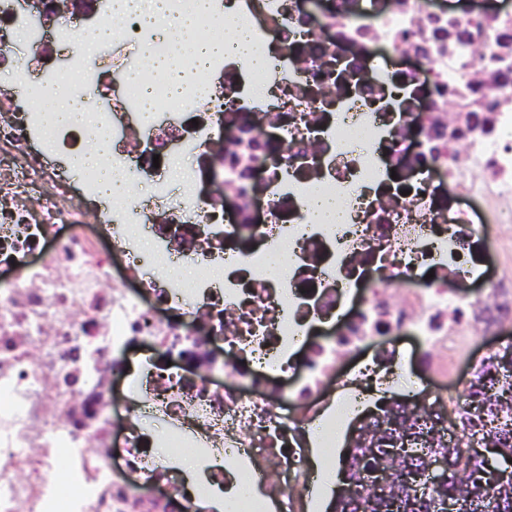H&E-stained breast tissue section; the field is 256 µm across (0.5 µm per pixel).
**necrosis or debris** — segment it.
Here are the masks:
<instances>
[{"label": "necrosis or debris", "mask_w": 512, "mask_h": 512, "mask_svg": "<svg viewBox=\"0 0 512 512\" xmlns=\"http://www.w3.org/2000/svg\"><path fill=\"white\" fill-rule=\"evenodd\" d=\"M243 2L236 24L268 68L182 60L173 93L146 69L167 43L118 54L133 35L119 21L112 50L73 54L87 124L49 128L0 94V264L13 269L0 286V512H197L216 491L231 512H305L312 425L361 399L366 372L404 378L400 338L441 380L420 400L461 412L471 380L449 362L512 317L500 235L512 224V11L458 17L465 46L435 0H322L313 15L305 0ZM12 5L0 0V66L23 81L51 46L17 53ZM396 55L418 68L391 70ZM112 69L132 79L109 99ZM255 88L263 97L241 110ZM144 90L150 121L125 128ZM102 130L132 187L109 211L94 207L98 169L75 180L47 160ZM219 134L240 144L214 161L209 197L187 168L176 205L140 199L139 184L164 195L159 168L210 154ZM319 194L349 221L316 223L306 202ZM280 247L284 272L269 263ZM176 263L203 275L175 279ZM138 339L184 354L187 371L130 373ZM125 373L115 421L112 381ZM154 418L172 456L208 454L193 480L156 464Z\"/></svg>", "instance_id": "4bbe7bcc"}]
</instances>
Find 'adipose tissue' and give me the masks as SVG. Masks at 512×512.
<instances>
[{
	"label": "adipose tissue",
	"mask_w": 512,
	"mask_h": 512,
	"mask_svg": "<svg viewBox=\"0 0 512 512\" xmlns=\"http://www.w3.org/2000/svg\"><path fill=\"white\" fill-rule=\"evenodd\" d=\"M210 3L211 0H197L195 14L180 18L174 26L168 40L169 56L151 62V68L155 75L165 81L170 89H178L180 85V79L175 74L170 62L171 57L174 56L201 63L210 54L226 50L229 51L233 60L248 68L261 66L264 62L263 53L256 51L244 30H237L231 36L223 39L201 40L195 37L194 32L198 28V21L207 14ZM111 152L112 138L105 134L97 138L89 150L76 157L75 163L80 167L99 168L103 190L107 198L116 199L127 193L128 183L121 175L113 172L108 161Z\"/></svg>",
	"instance_id": "1"
}]
</instances>
